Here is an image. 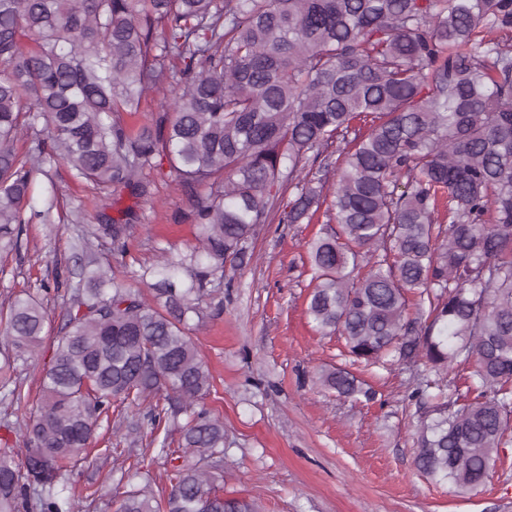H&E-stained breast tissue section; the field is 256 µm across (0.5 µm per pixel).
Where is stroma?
Wrapping results in <instances>:
<instances>
[{"label":"stroma","mask_w":512,"mask_h":512,"mask_svg":"<svg viewBox=\"0 0 512 512\" xmlns=\"http://www.w3.org/2000/svg\"><path fill=\"white\" fill-rule=\"evenodd\" d=\"M28 206L49 209L50 220L23 225L16 250L0 259V304L26 290L38 294L47 312L48 342L18 369L34 402L50 340L62 334L81 278L73 212L82 210L85 223L95 225L100 214L116 219L120 208H131L132 259L155 260L161 248L184 252L195 240L187 197L170 173L156 177L150 197L125 195L116 204L58 164L36 176ZM328 229L322 216L310 224L262 225L251 263L229 272L221 292L207 298L208 318L193 332L214 377L204 405L224 422V497L256 500L264 512H512V444L500 450L478 490L460 492L423 477L414 465L415 370L351 363L342 338L313 328L306 313L308 244ZM333 367L351 370L373 399L340 398L321 387L319 372ZM134 412L116 407L98 429L96 448L111 454L75 469L74 512H115L128 462L113 424ZM166 431L165 454L150 448L139 457L164 493L171 488V460L182 453L179 429ZM91 485L101 497H87Z\"/></svg>","instance_id":"1"}]
</instances>
